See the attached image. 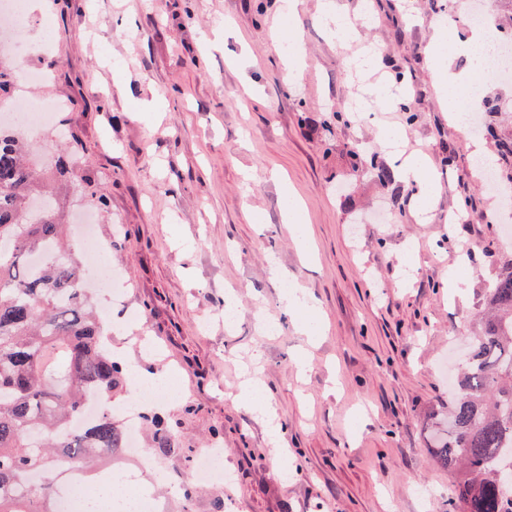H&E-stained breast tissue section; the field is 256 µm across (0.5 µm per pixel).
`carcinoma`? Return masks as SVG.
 <instances>
[{
	"instance_id": "obj_1",
	"label": "carcinoma",
	"mask_w": 512,
	"mask_h": 512,
	"mask_svg": "<svg viewBox=\"0 0 512 512\" xmlns=\"http://www.w3.org/2000/svg\"><path fill=\"white\" fill-rule=\"evenodd\" d=\"M14 70L1 49L0 99ZM26 153L23 136L0 126V512H51L59 468L89 469L97 449L126 448L110 401L130 374L93 310L51 184H81L97 206L105 196L74 153L41 171ZM496 163L512 185V131L497 139ZM143 422L158 457L183 454L172 423L147 413ZM434 448L452 484L448 512H512V255L487 288Z\"/></svg>"
}]
</instances>
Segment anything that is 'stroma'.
Masks as SVG:
<instances>
[{
    "instance_id": "obj_1",
    "label": "stroma",
    "mask_w": 512,
    "mask_h": 512,
    "mask_svg": "<svg viewBox=\"0 0 512 512\" xmlns=\"http://www.w3.org/2000/svg\"><path fill=\"white\" fill-rule=\"evenodd\" d=\"M325 2L300 0L292 14L288 0H51L29 39L52 49L24 64L54 73L30 97L63 107L56 132L31 147L43 163L76 148L79 171L106 195V268L122 275L120 298L156 352L128 345L124 325L112 349L134 371L172 369L183 381L159 409L186 449L164 462L172 481L195 479L198 450L217 446L238 512H447L433 440L512 223H490L495 190L472 177L473 137L429 69L448 0H333L348 15L371 11L347 43L329 35ZM367 47L381 53L376 78L409 88L405 108L355 111L368 82L351 62ZM157 94L161 110L141 111ZM387 125L434 170L428 213L415 187L371 172L392 164L377 144ZM286 187L304 208L307 257L283 222ZM409 250L419 269L406 286L398 260ZM463 252L468 290L452 299L445 277ZM288 281L324 314V335L307 340L283 314ZM257 350L287 429L284 456L234 400ZM301 353L312 362L303 377Z\"/></svg>"
}]
</instances>
